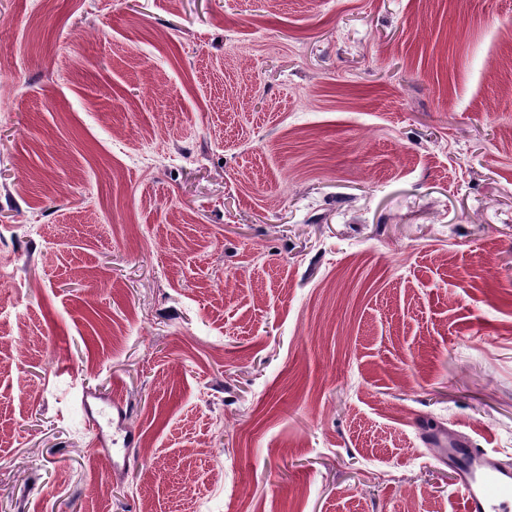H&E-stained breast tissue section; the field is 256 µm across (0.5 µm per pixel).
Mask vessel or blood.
I'll return each mask as SVG.
<instances>
[{
    "instance_id": "obj_1",
    "label": "vessel or blood",
    "mask_w": 512,
    "mask_h": 512,
    "mask_svg": "<svg viewBox=\"0 0 512 512\" xmlns=\"http://www.w3.org/2000/svg\"><path fill=\"white\" fill-rule=\"evenodd\" d=\"M448 465L457 476L463 512H512V468L503 466L492 451L477 447L471 438L433 434Z\"/></svg>"
}]
</instances>
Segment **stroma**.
Returning <instances> with one entry per match:
<instances>
[{"label":"stroma","instance_id":"35a3bbf8","mask_svg":"<svg viewBox=\"0 0 512 512\" xmlns=\"http://www.w3.org/2000/svg\"><path fill=\"white\" fill-rule=\"evenodd\" d=\"M425 427L512 465V0H0V512H462ZM83 410L85 414L92 418L94 422L98 425V432H97V447L96 452L101 453L103 451H108L112 448H108V444H116V439H111L108 431L99 423L98 418L99 417H105L108 415V421H107V427H109L112 424V416H114V413H117V416L120 417L123 412V406L116 402L112 401L108 407H99L94 402L91 403L88 400V397H86L85 400L82 402Z\"/></svg>","mask_w":512,"mask_h":512}]
</instances>
